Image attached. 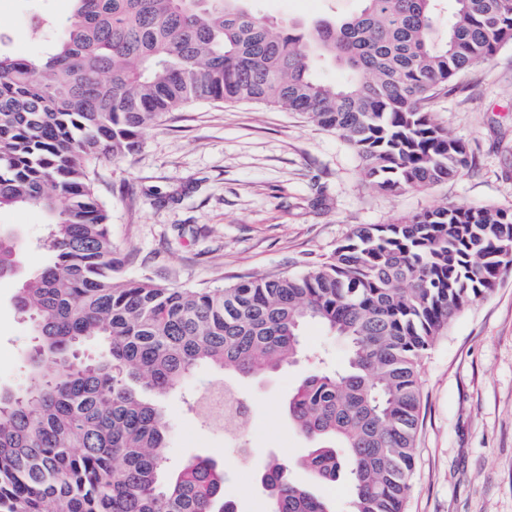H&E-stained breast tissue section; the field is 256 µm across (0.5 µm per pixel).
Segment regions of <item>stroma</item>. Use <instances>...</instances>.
<instances>
[{
    "mask_svg": "<svg viewBox=\"0 0 512 512\" xmlns=\"http://www.w3.org/2000/svg\"><path fill=\"white\" fill-rule=\"evenodd\" d=\"M360 0H260L274 34L289 24L348 15ZM29 0H0V30L13 56L36 52ZM468 146L472 165L422 192L385 194L362 177L346 141L298 114L201 102L167 115L136 150L95 167L125 276L216 288L243 276L295 273L329 255L360 224H389L428 208L468 203L512 207V45L458 74L428 104ZM18 230L26 271L45 266L47 217L35 208L0 210ZM17 284L0 280V387L25 381L33 346L14 303ZM344 343L321 325L303 330L297 361L263 377L237 378L248 402L236 441L212 425L203 405L223 371L197 367L162 404L173 428L162 479L193 457L223 467L238 512H266L258 482L271 456L292 460L309 441L289 423L288 397L317 357L343 362ZM424 400L407 512H512V271L488 297L459 312L422 363Z\"/></svg>",
    "mask_w": 512,
    "mask_h": 512,
    "instance_id": "1",
    "label": "stroma"
}]
</instances>
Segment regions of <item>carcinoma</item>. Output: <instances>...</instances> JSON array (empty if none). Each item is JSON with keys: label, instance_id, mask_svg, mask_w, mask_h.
I'll use <instances>...</instances> for the list:
<instances>
[{"label": "carcinoma", "instance_id": "cac0c4a2", "mask_svg": "<svg viewBox=\"0 0 512 512\" xmlns=\"http://www.w3.org/2000/svg\"><path fill=\"white\" fill-rule=\"evenodd\" d=\"M73 2L64 20L32 25L42 52L0 51V209H41L51 253L16 293L35 345L27 384L0 388V512H236L210 460L162 481L159 398L199 365L244 377L294 362L308 322L349 353L340 369L317 361L288 399V419L313 442L299 465L321 484L345 478L349 512H405L421 361L512 270L501 257L512 210L455 204L363 224L301 273L182 288L121 275L92 174L167 114L210 101L339 133L383 192L458 178L467 145L425 104L512 45V0H361L277 37L257 0ZM326 63L349 79L322 82ZM18 256L17 236L0 228V280L17 275ZM91 340L107 359H79ZM290 467L272 457L260 473L269 512H334Z\"/></svg>", "mask_w": 512, "mask_h": 512}]
</instances>
